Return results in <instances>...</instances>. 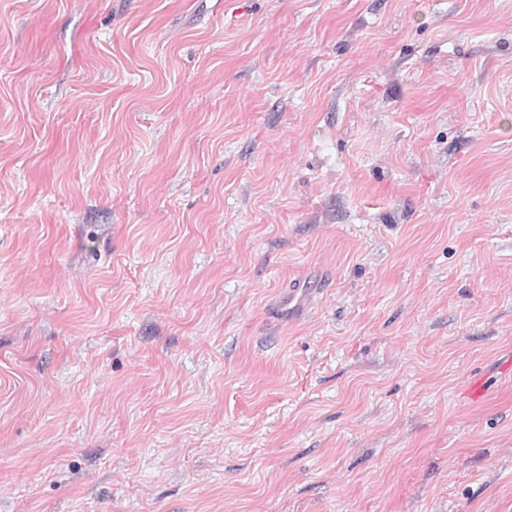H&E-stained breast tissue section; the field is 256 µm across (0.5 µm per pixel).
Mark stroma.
I'll list each match as a JSON object with an SVG mask.
<instances>
[{
	"label": "stroma",
	"mask_w": 512,
	"mask_h": 512,
	"mask_svg": "<svg viewBox=\"0 0 512 512\" xmlns=\"http://www.w3.org/2000/svg\"><path fill=\"white\" fill-rule=\"evenodd\" d=\"M0 512H512V0H0Z\"/></svg>",
	"instance_id": "stroma-1"
}]
</instances>
